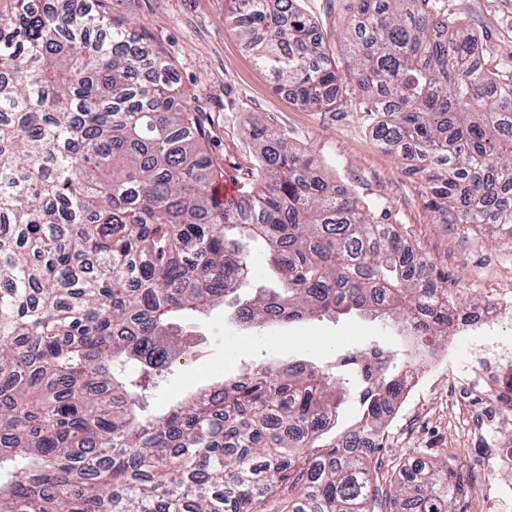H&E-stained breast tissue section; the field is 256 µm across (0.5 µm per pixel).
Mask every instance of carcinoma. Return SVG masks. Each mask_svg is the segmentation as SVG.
<instances>
[{
    "label": "carcinoma",
    "mask_w": 512,
    "mask_h": 512,
    "mask_svg": "<svg viewBox=\"0 0 512 512\" xmlns=\"http://www.w3.org/2000/svg\"><path fill=\"white\" fill-rule=\"evenodd\" d=\"M0 0V512H377L375 452L406 364L373 349L336 371L264 364L167 413L141 381L186 352L175 317L216 304L256 328L401 316L448 335V288L393 226L329 186L288 135L252 124L260 160L239 193L212 191L205 129L167 61L104 20L100 0ZM295 0H230L259 67L302 105L349 96L378 143L424 178L446 224L512 243V75L441 0H351L356 65L342 75ZM278 285L243 297L248 243ZM357 393L362 416L325 439ZM456 468L416 466L400 512H453Z\"/></svg>",
    "instance_id": "cac0c4a2"
}]
</instances>
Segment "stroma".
I'll use <instances>...</instances> for the list:
<instances>
[{
  "label": "stroma",
  "instance_id": "1",
  "mask_svg": "<svg viewBox=\"0 0 512 512\" xmlns=\"http://www.w3.org/2000/svg\"><path fill=\"white\" fill-rule=\"evenodd\" d=\"M315 23L338 72L354 65L344 37L349 0H296ZM448 14L480 39L479 61L502 71L512 55V0H444ZM229 0H102L104 15L131 22L136 35L157 48L172 68L173 89L202 112L205 153L223 181L242 186L259 167L248 131L254 120L286 130L293 147L306 150L336 185L366 203L426 256L446 280L458 311L482 307L495 290L512 282V245L485 228L440 224L420 177L406 173L396 156L373 137L377 115L346 101L335 108L301 106L276 90L273 77L256 64L237 30L226 20ZM189 347L165 372L152 393L150 411L159 415L187 394L239 375L243 365L309 361L334 366L349 352L375 347L409 356L414 344L392 322L361 316L315 318L300 324L256 330L237 322L224 305L179 318ZM512 345V317L486 338L465 339L449 332L438 353L449 346L476 358L483 342ZM462 383L455 364L401 396L385 429L381 448V488L400 480L417 462L448 459L464 466L472 451L464 422L452 413Z\"/></svg>",
  "mask_w": 512,
  "mask_h": 512
}]
</instances>
